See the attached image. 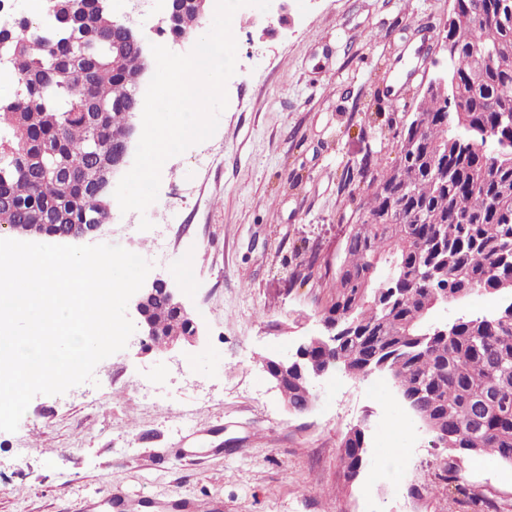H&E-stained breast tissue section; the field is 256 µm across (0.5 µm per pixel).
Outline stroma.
<instances>
[{"label": "stroma", "instance_id": "35a3bbf8", "mask_svg": "<svg viewBox=\"0 0 512 512\" xmlns=\"http://www.w3.org/2000/svg\"><path fill=\"white\" fill-rule=\"evenodd\" d=\"M453 0H286L235 19L237 66L215 134L161 169L146 213L111 220L100 242L128 246L171 228L151 277L176 288L202 328L172 353L126 347L94 382L35 396L16 432L0 431V512H468L434 475L448 457L413 420L389 376L377 386L336 370L307 411L289 409L263 361L317 334L356 203L346 172L377 159L412 121L422 86L445 64ZM148 44L191 51L166 30L157 0H109ZM414 55L413 80L391 86ZM152 229L140 230L141 218ZM171 395L143 400L144 377ZM363 427L367 454L343 477L341 443ZM399 449L389 464V449ZM461 475L512 512V465L457 460ZM114 496L102 503L103 494Z\"/></svg>", "mask_w": 512, "mask_h": 512}]
</instances>
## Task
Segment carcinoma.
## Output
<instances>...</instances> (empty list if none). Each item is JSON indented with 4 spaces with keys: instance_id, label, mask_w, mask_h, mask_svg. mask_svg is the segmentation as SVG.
I'll use <instances>...</instances> for the list:
<instances>
[{
    "instance_id": "cac0c4a2",
    "label": "carcinoma",
    "mask_w": 512,
    "mask_h": 512,
    "mask_svg": "<svg viewBox=\"0 0 512 512\" xmlns=\"http://www.w3.org/2000/svg\"><path fill=\"white\" fill-rule=\"evenodd\" d=\"M456 47L451 99H421L405 134L416 163L397 178L404 142L392 136L395 158L377 178L367 159L356 223L336 263L324 312L351 313L345 335L313 354L308 366L341 367L356 378L374 368L398 387L413 418L427 422L435 447L448 450L442 479L467 506L495 508L461 482L455 458L493 454L512 459V317L504 311L459 317L446 336L427 335L441 290L459 303L482 289L512 308V149L490 154L484 135L512 140V0H453ZM54 26L10 35L19 91L0 99V229L31 224L48 238L81 223L99 206L83 178L50 172L59 161L84 171L93 148L108 153L131 135L141 87L133 82L144 55L119 50L124 22L100 12L98 0H50ZM150 317L162 328L182 322L165 300ZM288 405L309 407V394L288 381ZM360 437L349 431L345 466L359 463Z\"/></svg>"
}]
</instances>
